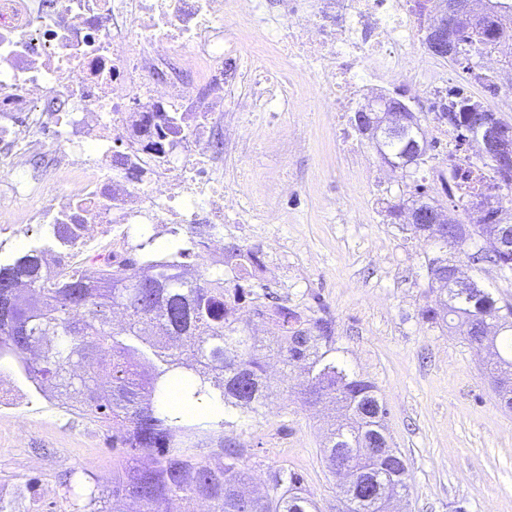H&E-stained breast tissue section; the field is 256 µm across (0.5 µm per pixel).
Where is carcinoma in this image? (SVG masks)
Returning <instances> with one entry per match:
<instances>
[{
  "label": "carcinoma",
  "instance_id": "cac0c4a2",
  "mask_svg": "<svg viewBox=\"0 0 512 512\" xmlns=\"http://www.w3.org/2000/svg\"><path fill=\"white\" fill-rule=\"evenodd\" d=\"M504 6L512 8V0H495L494 9L480 10V28L458 27L453 52L442 59L457 64L491 46ZM477 109H484L481 102L450 89L440 118L464 144ZM406 119L405 135L381 138L376 151L384 162L410 171L424 158L403 165L408 142L419 140L417 116L409 111ZM481 162L483 174L461 175L452 193L445 180L442 193L464 206L492 188L512 192V176H503L489 157ZM440 228L411 225L415 236L442 250L472 247V264L487 262L504 277L512 274V248L498 247L503 235H512V216L502 209L486 210L482 223L457 242L448 241ZM74 229L51 224L44 239L0 262V357L14 358L41 396L111 429L112 447L122 449L108 488L87 479L86 471L65 481V500L75 512H126L130 500L141 512H191L194 502L205 504L207 512H319L300 476L284 468L270 472L264 493L246 494L251 477L243 445L222 432L207 439L216 460L197 453L204 439L185 407L208 411L210 424L221 429L234 417L259 414L274 394L265 376V360L273 355L301 370L305 403H327L337 413L322 452L327 468L345 479L347 512H391V503L407 492L409 470L391 446L389 410L376 386L337 356L334 321L308 317L268 292L271 305L257 306L255 313L274 319V335L259 337L236 323L235 309L248 295L249 268L261 263L258 252L225 248L224 258L234 262L229 282L222 267L190 276L184 262L188 249L175 231L160 251L148 237L141 244L142 260L129 259L123 269L106 270L94 280L75 273L50 282L42 256L65 248ZM452 266L446 253L428 260L427 275L439 285L441 298L422 318L440 326L456 320L472 348L490 349L487 375L501 407L511 411L512 304H500L484 287L475 292L456 287L448 278Z\"/></svg>",
  "mask_w": 512,
  "mask_h": 512
}]
</instances>
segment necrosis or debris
Instances as JSON below:
<instances>
[{"label": "necrosis or debris", "mask_w": 512, "mask_h": 512, "mask_svg": "<svg viewBox=\"0 0 512 512\" xmlns=\"http://www.w3.org/2000/svg\"><path fill=\"white\" fill-rule=\"evenodd\" d=\"M0 0V234L24 242L33 224H74L51 271L82 268L98 249L120 266L130 224L196 240L191 256L223 263L210 228L261 224L264 202L225 192L224 149L242 124L291 112L294 74L309 72L335 126L384 83L448 103V75L409 70L432 9L417 0ZM253 23L240 61L237 19ZM470 83L501 81L512 97V43L487 48Z\"/></svg>", "instance_id": "obj_1"}]
</instances>
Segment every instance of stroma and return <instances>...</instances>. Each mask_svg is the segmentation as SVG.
<instances>
[{
	"label": "stroma",
	"instance_id": "obj_1",
	"mask_svg": "<svg viewBox=\"0 0 512 512\" xmlns=\"http://www.w3.org/2000/svg\"><path fill=\"white\" fill-rule=\"evenodd\" d=\"M264 131L289 149L265 164L249 149L224 160L225 189L262 199L268 212L264 224L225 225V244L262 255L269 238L284 246L278 281H252L253 291L335 322L342 357L383 397L408 464L398 512H512V412L483 374L485 353L423 320L440 297L427 275L437 247L387 213L410 207L420 185L440 197L433 165L447 145L434 142L417 173L396 170L382 183L384 162L351 124L333 132L321 113L282 112ZM283 179L292 194L280 195ZM273 381L261 415L225 433L243 444L254 487L284 467L302 476L321 512H336L340 481L320 454L331 412L301 403L298 372L280 368ZM117 457L106 428L42 398L15 361L0 360V486L17 493L20 512H66L67 474L109 473Z\"/></svg>",
	"mask_w": 512,
	"mask_h": 512
}]
</instances>
